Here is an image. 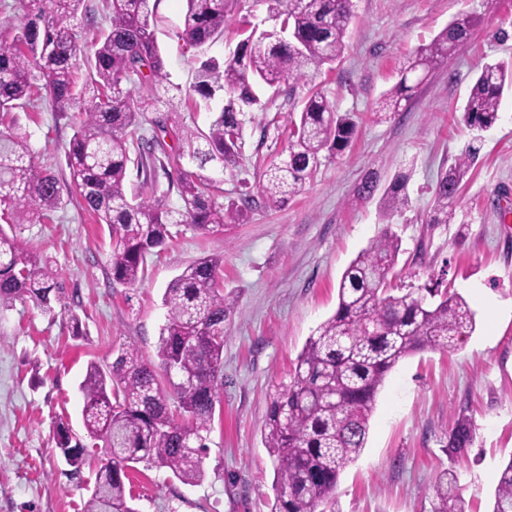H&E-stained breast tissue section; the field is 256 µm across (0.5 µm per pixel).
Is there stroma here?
<instances>
[{"label":"stroma","mask_w":512,"mask_h":512,"mask_svg":"<svg viewBox=\"0 0 512 512\" xmlns=\"http://www.w3.org/2000/svg\"><path fill=\"white\" fill-rule=\"evenodd\" d=\"M354 3L343 57L316 80L355 121L350 147L323 161L298 195L268 202L260 176L288 144L287 123L274 127L270 119L300 111L301 99L284 85L261 88L269 107L252 113L241 165L231 172L208 166L216 193L252 196L247 220L207 234L175 225L173 243L147 255L144 280L134 287L113 280L108 228L71 190L66 153L78 105L61 112L41 97L18 111L36 163L60 186L50 219L26 225L24 236L66 288L52 312L20 302L0 312V512H82L92 471L71 474L53 430L62 422L83 434L78 385L88 363H112L122 346L155 358L163 291L205 256L223 257L224 289L236 300L225 325L224 389L207 434L205 476L186 485L138 465L131 474L135 505L139 512H270L274 468L263 435L270 401L290 381L308 338L334 313L345 268L387 226L401 240V288L444 278L474 311L476 327L456 349L418 351L390 372L366 446L340 477L336 512H431V486L449 465L468 512H491L500 469L512 459V213L499 211L512 202V92L502 97L497 123L481 134L459 117L480 66L512 60V0ZM185 11V0L154 5L150 22L172 86L133 82L135 96L150 100L148 131L166 116L208 131L215 110L192 90L203 57L224 60L242 40V27L273 25L260 0H238L223 37L202 54L179 37ZM462 12L477 20L469 38L431 70L404 112L379 117L376 102L398 70ZM73 24L82 73L96 33L110 26L102 0H83ZM476 135L481 151L463 180L453 223H429L441 171ZM372 171L384 187L408 174L406 209L385 219L378 198L355 200ZM462 411L472 416L477 437L452 461L443 445Z\"/></svg>","instance_id":"stroma-1"}]
</instances>
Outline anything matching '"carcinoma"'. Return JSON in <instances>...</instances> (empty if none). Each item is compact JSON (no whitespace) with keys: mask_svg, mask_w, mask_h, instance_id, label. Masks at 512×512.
<instances>
[{"mask_svg":"<svg viewBox=\"0 0 512 512\" xmlns=\"http://www.w3.org/2000/svg\"><path fill=\"white\" fill-rule=\"evenodd\" d=\"M81 0H18L27 22L10 44H0V310L28 300L43 310L63 285L23 237L26 224L47 218L60 197L57 177L39 169L30 135L13 111L43 95L61 107L81 99V119L70 142L71 186L85 208L107 225L112 236V279L134 286L144 277L146 255L174 237V224L218 232L241 224L254 199L224 204L206 191L207 164L234 170L244 159L246 112L259 104L258 84L289 92L308 87L290 126L283 159L261 175L260 193L281 203L300 193L322 160L342 153L355 134V122L338 112L336 102L314 85L327 65L343 53L353 0H262L279 24L249 35L224 66L201 63L196 93L206 101L222 91L225 102L206 133L177 127L171 132L189 147L196 169L170 160L159 135L140 133L146 103L127 83H169V71L150 25L151 0H107L110 27L98 34L83 83L75 76L79 46L72 21ZM181 39L200 48L224 35L229 0H186ZM476 18L459 14L432 42L416 50L397 84L383 94L379 111L398 114L412 96L410 76L426 73L452 55L467 39ZM512 89V62H487L478 71L461 115L477 130L499 119L504 91ZM143 174V186L158 192V171L178 190L180 208L162 198L128 196L130 153ZM477 148L467 147L440 174L430 224H451L461 183ZM408 175H395L383 193L389 215L408 205ZM368 173L354 198L371 197L378 187ZM401 243L386 227L353 259L338 284L334 314L319 325L297 358L290 382L273 396L264 442L274 462L271 512H327L344 468L365 448L377 394L397 363L425 348L450 350L475 329V313L457 292L427 286L394 293L390 288ZM224 258L204 257L187 266L166 286L165 323L157 360L122 347L111 365L87 367L79 390L82 420L89 437L103 443L107 463L94 469L82 512H137L127 487L133 465L145 463L181 483L196 485L207 434L224 385V325L235 308L224 292ZM476 427L458 414L444 445L450 460L474 443ZM56 448L71 472L89 464L87 447L61 424ZM432 512H466L454 467L439 471L432 486ZM493 512H512V458L504 465L494 492Z\"/></svg>","mask_w":512,"mask_h":512,"instance_id":"obj_1","label":"carcinoma"}]
</instances>
